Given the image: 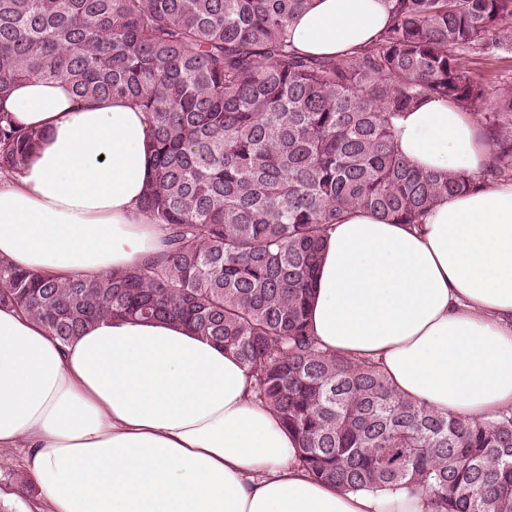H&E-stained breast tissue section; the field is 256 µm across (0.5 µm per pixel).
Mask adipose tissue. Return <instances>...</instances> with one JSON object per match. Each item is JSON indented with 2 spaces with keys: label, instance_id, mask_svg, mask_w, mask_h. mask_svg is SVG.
I'll return each instance as SVG.
<instances>
[{
  "label": "adipose tissue",
  "instance_id": "ef3b65f1",
  "mask_svg": "<svg viewBox=\"0 0 512 512\" xmlns=\"http://www.w3.org/2000/svg\"><path fill=\"white\" fill-rule=\"evenodd\" d=\"M389 22L387 0H312L290 42L342 58ZM8 108L44 137L0 177V259L69 280L162 250L165 231L141 208L151 131L139 107L31 78ZM395 138L416 168L480 184L417 226L363 209L332 226L310 332L324 351L377 363L409 399L492 418L512 407V179L484 180V131L452 102L426 99ZM253 383L234 355L175 322L115 318L64 346L0 308V448H27L50 512H437L422 491L317 480Z\"/></svg>",
  "mask_w": 512,
  "mask_h": 512
}]
</instances>
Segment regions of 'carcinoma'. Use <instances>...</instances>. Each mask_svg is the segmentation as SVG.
Listing matches in <instances>:
<instances>
[{
  "label": "carcinoma",
  "mask_w": 512,
  "mask_h": 512,
  "mask_svg": "<svg viewBox=\"0 0 512 512\" xmlns=\"http://www.w3.org/2000/svg\"><path fill=\"white\" fill-rule=\"evenodd\" d=\"M391 23L344 59L296 51L310 0H0V173L43 137L7 108L24 78L82 102L128 98L152 126L142 209L164 249L117 274L59 282L0 259V306L68 343L114 317L171 320L224 346L317 479L405 487L442 512H512V409L491 421L401 395L372 362L319 350L308 311L324 237L352 208L419 222L464 174L415 169L395 122L423 100L474 115L512 177V80L488 90L472 56L512 50L509 0H389Z\"/></svg>",
  "instance_id": "cac0c4a2"
}]
</instances>
